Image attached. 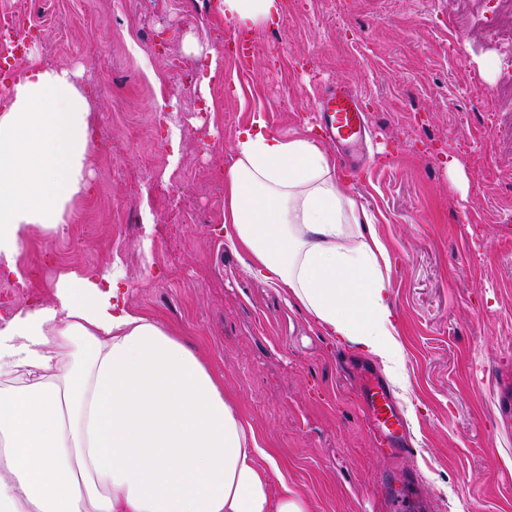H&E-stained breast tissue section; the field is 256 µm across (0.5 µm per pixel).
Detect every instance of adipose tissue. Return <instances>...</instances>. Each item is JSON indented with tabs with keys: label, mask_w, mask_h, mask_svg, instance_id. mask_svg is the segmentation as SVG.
Instances as JSON below:
<instances>
[{
	"label": "adipose tissue",
	"mask_w": 512,
	"mask_h": 512,
	"mask_svg": "<svg viewBox=\"0 0 512 512\" xmlns=\"http://www.w3.org/2000/svg\"><path fill=\"white\" fill-rule=\"evenodd\" d=\"M266 27L279 0H219ZM0 108V270L30 225L88 190L93 114L74 71L30 57ZM224 171L228 244L288 301L384 365L401 344L374 219L308 135L254 119ZM0 512H309L224 379L116 280L60 275L52 303L0 316Z\"/></svg>",
	"instance_id": "adipose-tissue-1"
}]
</instances>
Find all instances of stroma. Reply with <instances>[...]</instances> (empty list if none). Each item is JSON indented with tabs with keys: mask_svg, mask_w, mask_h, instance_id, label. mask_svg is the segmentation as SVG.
Instances as JSON below:
<instances>
[{
	"mask_svg": "<svg viewBox=\"0 0 512 512\" xmlns=\"http://www.w3.org/2000/svg\"><path fill=\"white\" fill-rule=\"evenodd\" d=\"M0 30L79 70L100 135L92 191L68 223L32 225L11 307L52 302L65 272L120 269L128 307L177 329L224 378L311 512H388V472L413 471L428 512H512V423L496 421L512 380V27L495 0H284L240 62L218 0H7ZM224 60L208 95V57ZM185 86L168 90L171 57ZM344 86L367 130L342 176L376 218L391 259L402 359L396 373L249 271L219 227L221 171L254 118L291 136ZM382 378L411 453L390 459L362 394Z\"/></svg>",
	"mask_w": 512,
	"mask_h": 512,
	"instance_id": "stroma-1",
	"label": "stroma"
}]
</instances>
